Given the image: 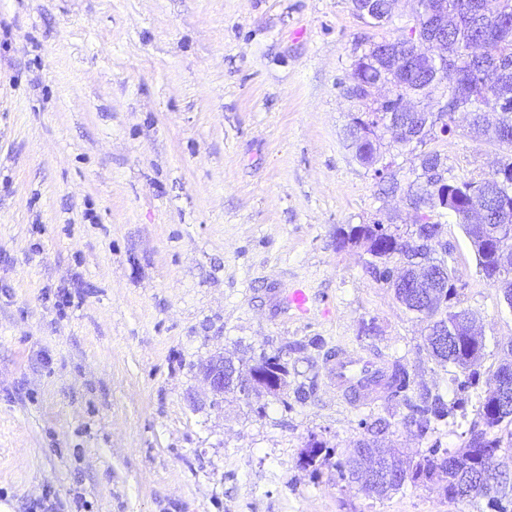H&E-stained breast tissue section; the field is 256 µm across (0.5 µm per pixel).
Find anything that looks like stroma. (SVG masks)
<instances>
[{
	"label": "stroma",
	"instance_id": "stroma-1",
	"mask_svg": "<svg viewBox=\"0 0 512 512\" xmlns=\"http://www.w3.org/2000/svg\"><path fill=\"white\" fill-rule=\"evenodd\" d=\"M375 27L352 0H0V503L13 512H493L439 485L367 495L341 479L364 423L413 457L459 448L512 344V308L460 224L443 235L457 308L484 329L480 379L433 361L425 324L340 229L416 214L382 198L350 148L344 94ZM432 149L491 174L501 149ZM305 289L310 312L289 305ZM68 307H58L60 295ZM346 347L398 361L410 396L450 414L426 436L407 409L359 405L327 378ZM286 350L277 395L217 403L199 373L221 352ZM325 450L303 463L310 442Z\"/></svg>",
	"mask_w": 512,
	"mask_h": 512
}]
</instances>
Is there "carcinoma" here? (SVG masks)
Masks as SVG:
<instances>
[{
  "label": "carcinoma",
  "mask_w": 512,
  "mask_h": 512,
  "mask_svg": "<svg viewBox=\"0 0 512 512\" xmlns=\"http://www.w3.org/2000/svg\"><path fill=\"white\" fill-rule=\"evenodd\" d=\"M448 13L456 17L448 28V55L457 59L459 71L450 72L448 68L430 66L417 69L407 76L401 67L385 65L378 54L380 43L373 42L364 50L359 61L353 66L350 77L356 82L360 93L377 80L389 85L391 101L379 112H361L352 117L349 127L350 146L355 151L359 163L367 168L376 163V156L365 133L371 124L379 132V139L388 147L404 148L393 137L394 129L414 123L415 113L397 111L398 104L407 96L414 95L438 102L445 106L448 125L446 131H452L455 114L464 112L470 116L467 135L479 134L480 115L489 109L496 114L502 127L504 144L501 148L508 151L505 155L506 166L500 173L474 180L448 175V170L437 172L440 154L436 150L409 151L415 154L418 165L408 172V181H392L380 177L382 194L390 195L398 191L406 194L413 202L422 203L423 213L414 225V230L401 234L390 230L380 223L355 226L342 241L365 240L369 251L377 261L371 264L373 274L378 279L384 277V266L395 261L402 267L407 278L406 285L393 289L396 300L406 310L425 317V309L430 302V294L440 291L446 297L443 309L436 325L448 332L457 323L460 314H469L467 310H458L451 300L456 298L454 270L445 260L448 243L442 241L446 215L456 219L464 230L476 257L477 265L487 282L498 288L497 267L491 252L482 241L480 229L469 223L468 209L474 204H484L488 216H495L494 207L497 197L512 198V70L504 73L501 66H512V27L498 41L488 47L486 55L472 58L467 53L470 43L478 39L477 17L470 9L473 0H447ZM442 256H436V251ZM431 357L440 365H452L468 373V380L477 374L485 344L473 338L463 336L460 345L448 346L431 343L428 346ZM410 375L406 367L396 361L388 376L386 392L388 397H403L408 413L402 419L403 427L416 430L424 435L430 429L431 421H442L448 417V404L442 397L433 398L423 394L414 400L407 395ZM479 420L469 430V438L463 446L450 451L446 448H433L429 454L418 459L406 458L400 462L406 476L390 475L385 466H380L376 482L366 488V492L377 496L395 493L411 484L427 485L440 483L445 496L450 501L474 498L486 495L482 460L497 452L507 463L502 474V483L512 487V453H502L503 440H512V415L502 411L497 403L495 392L486 389L480 398ZM391 423L378 418L370 424H364L362 438L346 449L345 458L340 463L341 473H355L371 458L384 452L380 448L382 440L389 431Z\"/></svg>",
  "instance_id": "obj_1"
}]
</instances>
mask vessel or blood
Here are the masks:
<instances>
[{
  "instance_id": "obj_1",
  "label": "vessel or blood",
  "mask_w": 512,
  "mask_h": 512,
  "mask_svg": "<svg viewBox=\"0 0 512 512\" xmlns=\"http://www.w3.org/2000/svg\"><path fill=\"white\" fill-rule=\"evenodd\" d=\"M384 373L383 366L357 350L340 348L331 357V384L342 396L364 405L376 399Z\"/></svg>"
}]
</instances>
